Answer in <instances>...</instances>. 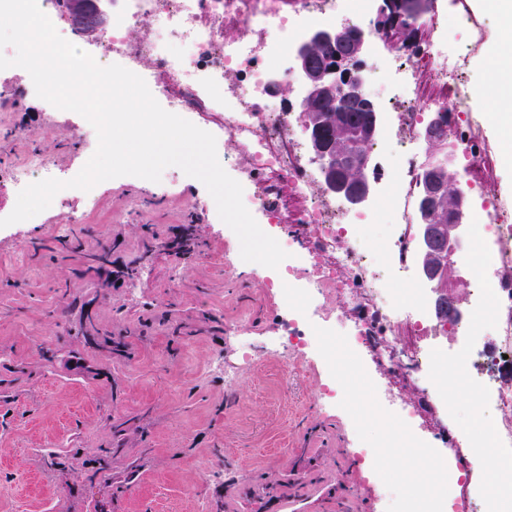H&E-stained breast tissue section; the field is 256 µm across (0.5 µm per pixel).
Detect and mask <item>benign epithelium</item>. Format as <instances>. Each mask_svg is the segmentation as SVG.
<instances>
[{
	"instance_id": "benign-epithelium-1",
	"label": "benign epithelium",
	"mask_w": 512,
	"mask_h": 512,
	"mask_svg": "<svg viewBox=\"0 0 512 512\" xmlns=\"http://www.w3.org/2000/svg\"><path fill=\"white\" fill-rule=\"evenodd\" d=\"M59 10L72 24L75 32L84 31L91 17L98 11L97 0H91L82 15L70 12V3L59 0ZM424 12V0H385L380 10V30L401 41L411 40ZM325 46L336 48L331 62L317 63L318 54ZM367 43L364 37H354L344 25L318 32L296 51L292 83L302 95V111L307 113L305 134L319 161L325 187L352 205L365 203L371 195V159L367 152L343 150L341 146L327 149L318 138L322 126L336 117L371 101L365 93L364 58ZM328 103L329 113L322 108ZM423 203L420 209L419 266L422 275L434 282L444 281L445 287L435 297L438 312L455 310L457 281L452 278L453 258L466 247L465 229L469 224V208L459 188L454 171V154H431V164L421 179ZM448 203L449 221L434 226L429 223L431 205Z\"/></svg>"
}]
</instances>
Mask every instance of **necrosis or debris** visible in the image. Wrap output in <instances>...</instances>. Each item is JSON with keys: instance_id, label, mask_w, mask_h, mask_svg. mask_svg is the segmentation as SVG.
<instances>
[{"instance_id": "4bbe7bcc", "label": "necrosis or debris", "mask_w": 512, "mask_h": 512, "mask_svg": "<svg viewBox=\"0 0 512 512\" xmlns=\"http://www.w3.org/2000/svg\"><path fill=\"white\" fill-rule=\"evenodd\" d=\"M92 34L60 26L59 34L98 64L121 65L141 76L154 98L216 140H233L238 158L221 156L235 169L243 202L267 224L280 225L288 257L276 271L289 319L283 340L311 352L327 378L341 388L367 380L360 351L372 353L395 383L413 384L421 402L382 400L401 421L397 435L408 447L429 449L452 442V459L437 456L434 512H499L492 495L457 497V487L479 485L471 449H512V206L484 195L499 157L479 122L461 104L470 89L462 78L467 52H452L441 34L442 10L432 5L412 41L383 51L386 39L372 22L382 0H116ZM344 24L361 30L373 56L366 83L397 84L402 96L389 113L390 132L376 141L375 193L359 209L327 193L319 162L304 135L305 112L274 102L268 90L273 61L292 56L316 29ZM453 103L444 119L447 141L461 162L467 193L483 196L471 243L482 258L455 261L467 274L457 313L433 305L434 284L418 271L417 224L421 175L428 163L423 130L426 106ZM34 148L12 162L0 186L19 193L53 177ZM390 207V235L370 245L369 221ZM450 367L487 414L489 433L460 430L436 381Z\"/></svg>"}]
</instances>
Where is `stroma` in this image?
<instances>
[{
  "label": "stroma",
  "instance_id": "35a3bbf8",
  "mask_svg": "<svg viewBox=\"0 0 512 512\" xmlns=\"http://www.w3.org/2000/svg\"><path fill=\"white\" fill-rule=\"evenodd\" d=\"M8 121L50 166L76 160L79 138L40 98ZM210 198L172 166L105 183L96 211L72 194L0 229V512H386L372 470H407L401 499L429 483L418 449L367 455L391 425L365 383L327 406L323 372L287 383L276 357L242 363L234 331L273 335L281 312L263 266L200 219ZM61 211L78 249L54 233ZM185 225L186 257L167 246ZM106 248L111 267L88 271Z\"/></svg>",
  "mask_w": 512,
  "mask_h": 512
}]
</instances>
